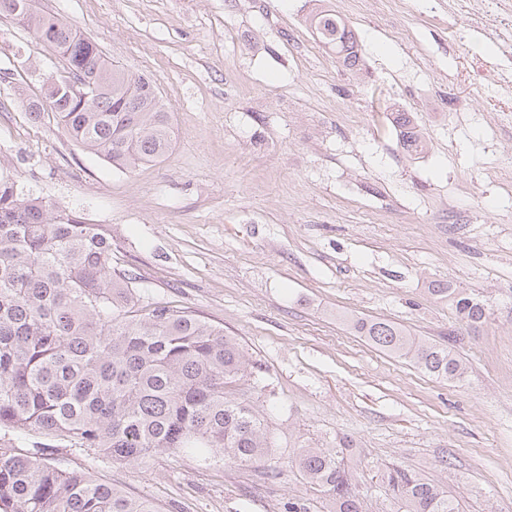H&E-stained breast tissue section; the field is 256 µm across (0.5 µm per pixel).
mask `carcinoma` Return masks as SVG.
I'll use <instances>...</instances> for the list:
<instances>
[{
    "instance_id": "1",
    "label": "carcinoma",
    "mask_w": 512,
    "mask_h": 512,
    "mask_svg": "<svg viewBox=\"0 0 512 512\" xmlns=\"http://www.w3.org/2000/svg\"><path fill=\"white\" fill-rule=\"evenodd\" d=\"M16 2L15 18L67 70L43 86L30 111L50 109L74 142L115 167L161 160L172 124L156 83L108 62L95 42L35 0H0V11ZM310 25L345 67L360 66L356 38L339 17L320 10ZM72 78L93 86L90 102L62 92ZM395 121L403 150L421 143L409 113H396ZM429 292L451 302L470 328L487 318L483 301L459 288L439 283ZM351 326L431 376L466 378L453 330L446 343L433 344L387 321L358 318ZM245 370L237 338L186 309L141 300L136 278L112 266L110 226L87 224L0 178V512H154L147 500L59 467L57 448L119 464L166 453L222 455L237 464L268 457L258 415L227 392ZM31 432L53 443L16 444L14 434ZM353 450L342 437L334 448L296 453L306 483L324 493L331 512H363L348 461ZM387 482L408 512H460L447 490L402 468L388 469Z\"/></svg>"
}]
</instances>
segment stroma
<instances>
[{
    "mask_svg": "<svg viewBox=\"0 0 512 512\" xmlns=\"http://www.w3.org/2000/svg\"><path fill=\"white\" fill-rule=\"evenodd\" d=\"M108 61L153 78L171 113L158 162L119 169L30 115L57 56L0 13V176L112 227L113 263L146 302L238 337L234 393L271 437L268 461L160 454L115 464L62 450L156 512H330L293 457L352 439L364 512H403L398 465L460 512H512V83L482 0H36ZM328 7L355 33L346 69L313 33ZM389 52H381V45ZM427 140L400 146L391 112ZM441 281L489 310L471 329ZM437 343L459 336L464 382L377 350L349 317Z\"/></svg>",
    "mask_w": 512,
    "mask_h": 512,
    "instance_id": "1",
    "label": "stroma"
}]
</instances>
